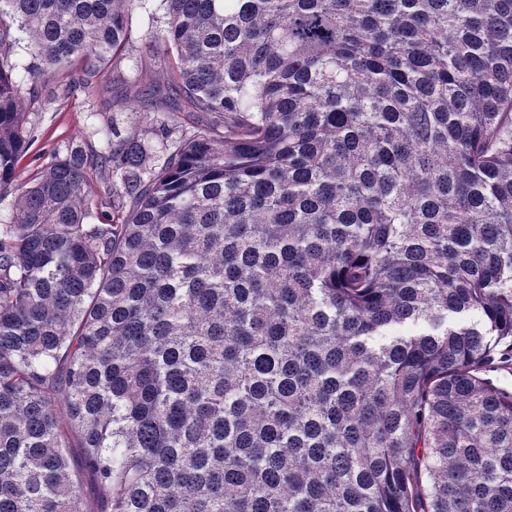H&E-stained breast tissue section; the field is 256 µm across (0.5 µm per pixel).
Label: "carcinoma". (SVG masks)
<instances>
[{"label": "carcinoma", "instance_id": "cac0c4a2", "mask_svg": "<svg viewBox=\"0 0 512 512\" xmlns=\"http://www.w3.org/2000/svg\"><path fill=\"white\" fill-rule=\"evenodd\" d=\"M165 2L23 181L140 0H0V512H512V0ZM142 1L132 19L127 58L120 74L112 75L110 65L89 78V85L69 98L53 101L46 107L35 105L29 115L34 140L20 163L21 168L32 172L52 156L65 155L69 147L82 143L92 128L110 126L112 120L121 128L136 126L142 123L145 113L154 112L150 103L139 97L138 86L167 85L166 69L158 57L140 58L141 37L147 30L162 26L165 5L162 0ZM138 73L139 82L134 83ZM511 346H501L495 354L496 361L484 372V377L489 379L496 387L512 392V358ZM507 357L506 363H499Z\"/></svg>", "mask_w": 512, "mask_h": 512}]
</instances>
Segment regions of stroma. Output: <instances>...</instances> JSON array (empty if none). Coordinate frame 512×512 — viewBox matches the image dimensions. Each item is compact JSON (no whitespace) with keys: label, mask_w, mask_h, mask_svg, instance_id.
Returning a JSON list of instances; mask_svg holds the SVG:
<instances>
[{"label":"stroma","mask_w":512,"mask_h":512,"mask_svg":"<svg viewBox=\"0 0 512 512\" xmlns=\"http://www.w3.org/2000/svg\"><path fill=\"white\" fill-rule=\"evenodd\" d=\"M164 16L163 0H142L132 19L127 58L119 73L103 69L70 97L35 106L29 115L34 140L21 161L22 168L31 172L52 156L65 155L92 129L142 123L151 106L139 97V84L163 85L167 75L159 59L141 57V37L147 30L161 27Z\"/></svg>","instance_id":"stroma-1"}]
</instances>
